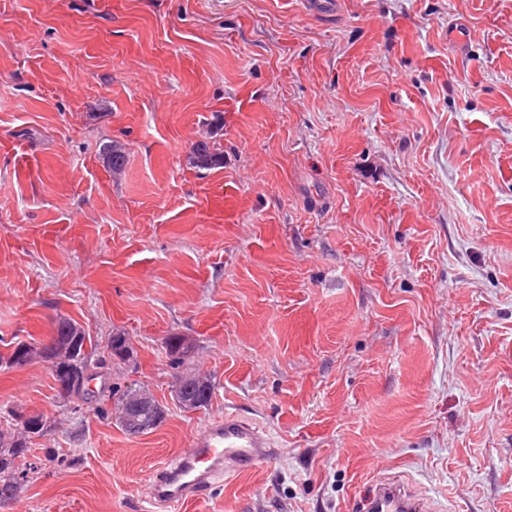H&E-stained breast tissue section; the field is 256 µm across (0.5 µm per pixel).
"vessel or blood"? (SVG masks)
<instances>
[{"instance_id":"1","label":"vessel or blood","mask_w":512,"mask_h":512,"mask_svg":"<svg viewBox=\"0 0 512 512\" xmlns=\"http://www.w3.org/2000/svg\"><path fill=\"white\" fill-rule=\"evenodd\" d=\"M239 199L233 192L209 194L204 220L231 223L238 215ZM276 448L264 428L236 412L209 422L185 449L153 475L148 495L153 506L176 512L178 506L199 500L203 492L232 480L245 469L266 463ZM361 512H438L432 500L414 495L399 483L377 481L362 500Z\"/></svg>"}]
</instances>
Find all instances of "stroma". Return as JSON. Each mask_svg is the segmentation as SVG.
<instances>
[{"mask_svg":"<svg viewBox=\"0 0 512 512\" xmlns=\"http://www.w3.org/2000/svg\"><path fill=\"white\" fill-rule=\"evenodd\" d=\"M335 2L0 0V351L61 316L124 334L113 382L167 411L134 436L111 391L0 371V406L58 423L0 512H152L227 411L277 453L180 512H359L381 475L512 512V0ZM208 131L224 162L192 167ZM224 188L236 221L202 222ZM170 336L209 410L175 404Z\"/></svg>","mask_w":512,"mask_h":512,"instance_id":"35a3bbf8","label":"stroma"}]
</instances>
